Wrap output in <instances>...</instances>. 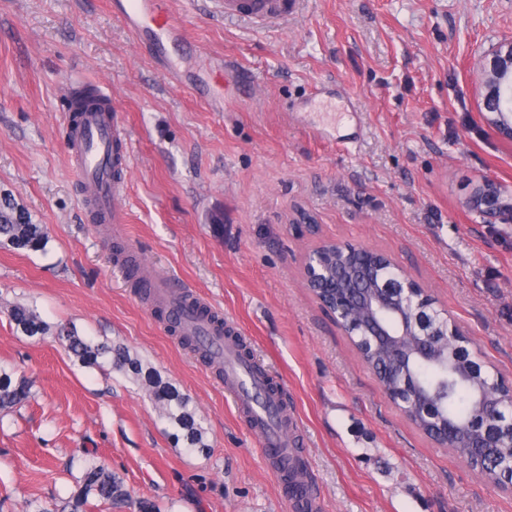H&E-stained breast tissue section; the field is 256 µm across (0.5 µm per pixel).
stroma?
<instances>
[{"label":"stroma","mask_w":512,"mask_h":512,"mask_svg":"<svg viewBox=\"0 0 512 512\" xmlns=\"http://www.w3.org/2000/svg\"><path fill=\"white\" fill-rule=\"evenodd\" d=\"M111 2L0 0V198L48 232L42 251L0 246V367L31 387L0 412V512H54L98 462L130 501L87 512H291L219 368L151 314L114 263L120 244L244 337L285 396L323 512H512V490L401 415L303 280L324 241L383 251L512 382V223L470 206L485 179L512 204V141L481 112L482 59L512 39V0H300L264 24L225 17L224 0H168L186 41L177 86ZM72 79L107 87L129 134L118 234L87 220L69 165ZM16 305L125 345L189 397L205 449L131 376L17 331Z\"/></svg>","instance_id":"35a3bbf8"}]
</instances>
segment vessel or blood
I'll list each match as a JSON object with an SVG mask.
<instances>
[{
	"mask_svg": "<svg viewBox=\"0 0 512 512\" xmlns=\"http://www.w3.org/2000/svg\"><path fill=\"white\" fill-rule=\"evenodd\" d=\"M299 0H224V14L263 23L285 20L298 9ZM112 8L134 34L154 37L157 45L182 41L184 32L166 7V0H114ZM97 104H82L73 98L70 109L79 115L76 126L67 129V146L72 169L84 187L85 205L97 224H120L124 206L119 181L113 175L114 162H125L129 148L121 113L111 93L95 88ZM139 287L167 324L184 336L193 337L204 356L224 362V388L246 424L260 438L264 459L274 460L288 444L280 425L284 396L269 392L266 378L251 371L238 356L235 340L224 334L221 321L201 312L202 303L193 290L176 284L170 277L150 274Z\"/></svg>",
	"mask_w": 512,
	"mask_h": 512,
	"instance_id": "vessel-or-blood-1",
	"label": "vessel or blood"
}]
</instances>
